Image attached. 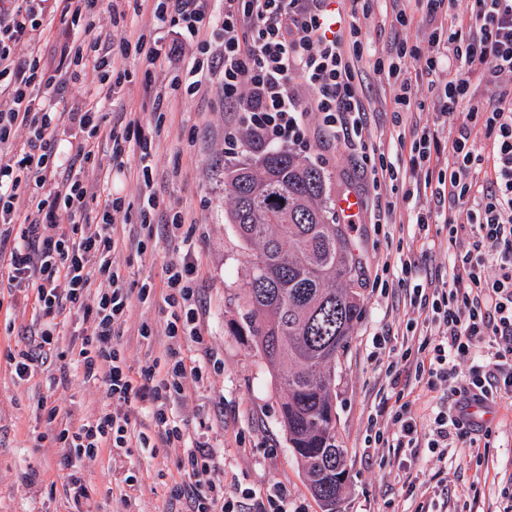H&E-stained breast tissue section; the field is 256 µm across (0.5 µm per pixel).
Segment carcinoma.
I'll return each mask as SVG.
<instances>
[{"mask_svg": "<svg viewBox=\"0 0 512 512\" xmlns=\"http://www.w3.org/2000/svg\"><path fill=\"white\" fill-rule=\"evenodd\" d=\"M248 267L237 336H248L285 393L280 423L322 512H336L346 482L333 385L363 304L348 228L326 206L325 172L272 151L224 173Z\"/></svg>", "mask_w": 512, "mask_h": 512, "instance_id": "carcinoma-1", "label": "carcinoma"}]
</instances>
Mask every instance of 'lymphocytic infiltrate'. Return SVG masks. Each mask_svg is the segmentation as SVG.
Segmentation results:
<instances>
[{"label":"lymphocytic infiltrate","instance_id":"obj_1","mask_svg":"<svg viewBox=\"0 0 512 512\" xmlns=\"http://www.w3.org/2000/svg\"><path fill=\"white\" fill-rule=\"evenodd\" d=\"M123 0H66L61 12L71 25L82 26L90 40L74 39L53 60L40 50V17L51 0H0V97L11 99L0 110V143L17 131L26 138L14 163H0V286L25 288L34 295V324L26 344L9 354L18 379L58 351L60 327L72 318L89 323L90 331L76 346L73 365H60V375L79 370L85 384L105 389L113 407L102 416L64 420L57 407H45L46 421L66 450L67 489L74 498L88 488L77 468L80 458L108 451L112 458L135 448L176 447L187 451L185 478L173 487V500H187L188 512H288V492L275 485L265 492L225 484L216 451L202 433L190 431L178 407L187 381H202L206 362L186 361L185 342L202 343L204 310L196 288L198 257L183 227L187 216L174 211L164 225L182 247L163 268L164 301L170 309L161 357L132 369L118 343L132 300L147 302L152 282L131 290L112 255L118 248V214L122 197L99 198V181L89 179L100 143H107L112 166L123 169L138 159L141 204L138 220L152 232L159 200L152 176V151L163 134L162 122L143 129L139 120L101 128V109L112 98L113 79L127 75L126 61L145 57L152 67L181 69L186 94L200 91L213 76L224 83V98L236 103L235 126L224 138L236 141L246 132L250 148L270 143L299 144L310 128L301 117L317 113L324 140L360 153L373 187L396 179L384 157L370 154L366 123L356 93L354 63L362 57V29L356 23L371 0H348V26H336L327 0H153L157 28L177 39L196 41L200 55L181 67L163 40L145 37L113 41L111 25L124 18ZM437 52L425 60L435 72L444 48H451L457 76L441 91L443 115L457 118L448 141L452 161L430 175L440 151L429 128H413L408 169L423 174L414 192L429 191L432 207L415 217L419 232H429L442 217L448 249V275L440 284L423 281V257L399 253L396 286L412 313L407 332L416 342L394 343L390 331L374 334L376 357L385 359L392 378L413 376L426 392L436 394L424 413L411 402H398L382 427L364 439L366 447L390 448L398 468L408 471L427 449L437 462L448 460L456 443L474 441L484 425L471 413L475 403L512 400V97L472 100L462 70L490 62L489 83L512 75V0H474L466 26L434 32ZM30 53H17L20 44ZM98 72L101 97L65 105L63 90L76 69ZM311 88L308 103L293 92V78ZM79 136L75 154L62 153L58 143L69 132ZM466 209L465 224L449 212Z\"/></svg>","mask_w":512,"mask_h":512}]
</instances>
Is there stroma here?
Listing matches in <instances>:
<instances>
[{
	"mask_svg": "<svg viewBox=\"0 0 512 512\" xmlns=\"http://www.w3.org/2000/svg\"><path fill=\"white\" fill-rule=\"evenodd\" d=\"M401 10L407 15L403 27L396 20ZM359 24L366 51L355 67V84L367 117L365 137L391 161L398 179L373 189L362 162L349 150L324 146L315 138L292 146L291 151L328 175L329 204L350 193L362 201L357 215L336 217L338 223L348 225L355 253L363 264L362 272L355 275V289L364 309L336 367V429L346 450L349 471L339 510L415 512L419 502L402 497L398 462L393 454L385 448L364 446L370 416L390 408L396 395L384 367L371 356L372 335L385 328L403 329L408 318L399 289H389L383 296L372 283L377 269L398 248L419 251L424 247L414 234L413 220L426 200L405 195L408 182L403 173L408 153L400 147L398 135L433 123L440 109L436 88L447 81L448 69L443 66L430 75L414 60L401 62L403 79L408 81L415 103L403 115L401 124H394L399 84L376 71L374 63L394 55V34L398 31L409 44L426 46L424 4L422 0H374L370 15ZM126 67L131 80L104 107V126L126 123L133 114L149 122L154 91L168 85L172 78L171 73L157 71L145 76L143 64L133 58L127 60ZM234 118V113L224 107L220 81H213L165 112L168 134L155 146L156 191L165 206L186 213L195 228L192 242L199 257L207 333L204 344H188L186 355L200 361L210 351L221 363L220 371L208 380L189 384L180 413L190 430L205 429L222 450L226 484L259 492L276 483L287 489L291 512H321L280 425V384L250 337L236 336L231 331L240 318L248 268L236 228L225 220L231 199L224 185V171L258 157L244 145L235 153H227L224 128ZM388 204L394 209L395 221L377 227L373 216L379 207ZM117 231L120 247L116 261L127 273L129 284L146 278L162 282V268L176 257L179 241L158 233L149 241L146 252L137 251L139 226L133 212L120 219ZM33 302L31 291L0 288V512H119L122 486L105 450L80 463L89 498L77 502L69 496L64 451L45 439L49 427L39 408L41 400L47 399L61 412L92 419L110 407L104 389L81 383L74 376L67 383L53 385L43 370L22 381L7 362L8 353L21 343L17 328L33 322ZM167 317L163 301L133 304L118 338L132 368H139L148 355L158 356L163 350L159 342L150 348L139 343L140 322L150 321L160 329ZM490 426L493 434L489 447L461 444L449 449L447 468L420 459L414 471L417 484L442 481L448 485L436 512H502V492L512 485V406L499 404ZM183 458L180 448H162L154 456L133 449L125 465L138 472L141 487L133 494L130 512H172L170 489L183 478Z\"/></svg>",
	"mask_w": 512,
	"mask_h": 512,
	"instance_id": "1",
	"label": "stroma"
}]
</instances>
